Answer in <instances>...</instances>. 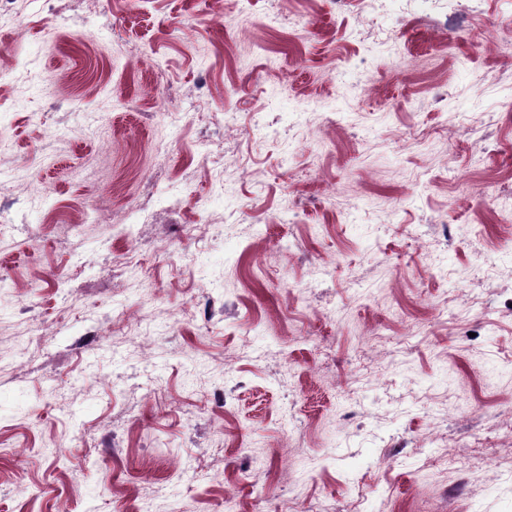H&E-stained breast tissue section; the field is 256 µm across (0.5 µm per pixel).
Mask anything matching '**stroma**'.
I'll return each mask as SVG.
<instances>
[{"instance_id": "stroma-1", "label": "stroma", "mask_w": 512, "mask_h": 512, "mask_svg": "<svg viewBox=\"0 0 512 512\" xmlns=\"http://www.w3.org/2000/svg\"><path fill=\"white\" fill-rule=\"evenodd\" d=\"M0 71V512H512V0H27Z\"/></svg>"}]
</instances>
